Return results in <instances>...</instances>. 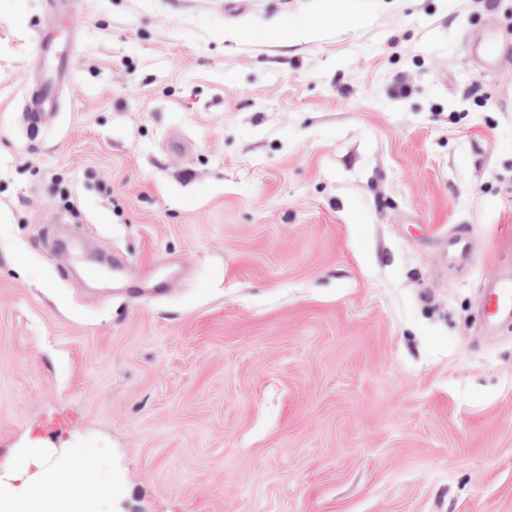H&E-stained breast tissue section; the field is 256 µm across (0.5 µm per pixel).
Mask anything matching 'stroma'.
Wrapping results in <instances>:
<instances>
[{"label":"stroma","mask_w":512,"mask_h":512,"mask_svg":"<svg viewBox=\"0 0 512 512\" xmlns=\"http://www.w3.org/2000/svg\"><path fill=\"white\" fill-rule=\"evenodd\" d=\"M44 16L0 0V475L80 449L100 512H512V324L478 309L512 65L465 50L512 0H82L32 141Z\"/></svg>","instance_id":"obj_1"}]
</instances>
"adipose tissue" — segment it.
Here are the masks:
<instances>
[{"mask_svg": "<svg viewBox=\"0 0 512 512\" xmlns=\"http://www.w3.org/2000/svg\"><path fill=\"white\" fill-rule=\"evenodd\" d=\"M54 466L45 449H31L24 465L14 468L9 479L12 487L6 497L0 498V512H88L90 491H97L99 498H106L109 486L101 480L88 483L77 479L70 491L60 500L44 499L39 493L42 478L51 476Z\"/></svg>", "mask_w": 512, "mask_h": 512, "instance_id": "1", "label": "adipose tissue"}]
</instances>
